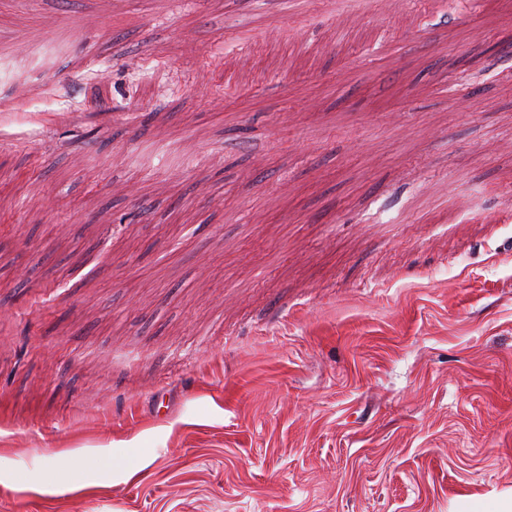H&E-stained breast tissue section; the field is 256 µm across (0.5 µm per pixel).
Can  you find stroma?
<instances>
[{
  "label": "stroma",
  "mask_w": 512,
  "mask_h": 512,
  "mask_svg": "<svg viewBox=\"0 0 512 512\" xmlns=\"http://www.w3.org/2000/svg\"><path fill=\"white\" fill-rule=\"evenodd\" d=\"M362 25L0 0V512H512V0Z\"/></svg>",
  "instance_id": "obj_1"
}]
</instances>
